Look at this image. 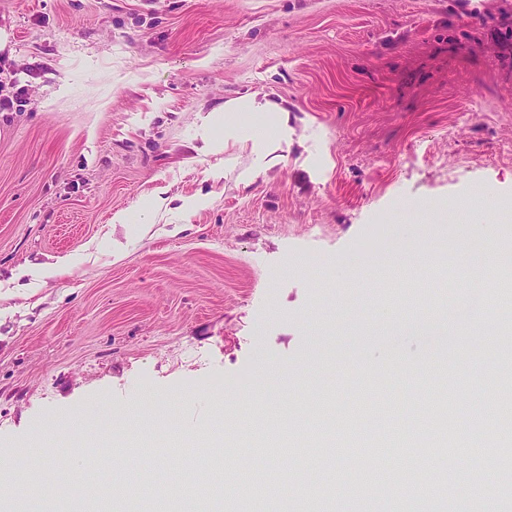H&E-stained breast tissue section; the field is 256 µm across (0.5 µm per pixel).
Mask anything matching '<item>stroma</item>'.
I'll return each instance as SVG.
<instances>
[{"mask_svg": "<svg viewBox=\"0 0 512 512\" xmlns=\"http://www.w3.org/2000/svg\"><path fill=\"white\" fill-rule=\"evenodd\" d=\"M252 93L288 122L271 115L281 160L246 185L256 156L222 108ZM0 95V459L61 414L78 452L109 414L141 449L99 431L77 481L204 487L171 512H307L300 477L325 491L347 473L367 489L353 512L448 507L460 474L429 465L431 496L407 500L339 447L371 404L427 418L430 355L469 398L496 394L491 355L476 379L458 343L402 327L414 295L426 318L451 313L447 271L394 282L404 262L481 257L460 239L486 219L512 246V0H0ZM343 256L375 265L328 282ZM245 423L254 448L337 455L259 466L269 491L247 502L212 456L175 460L198 433L237 447Z\"/></svg>", "mask_w": 512, "mask_h": 512, "instance_id": "1", "label": "stroma"}]
</instances>
